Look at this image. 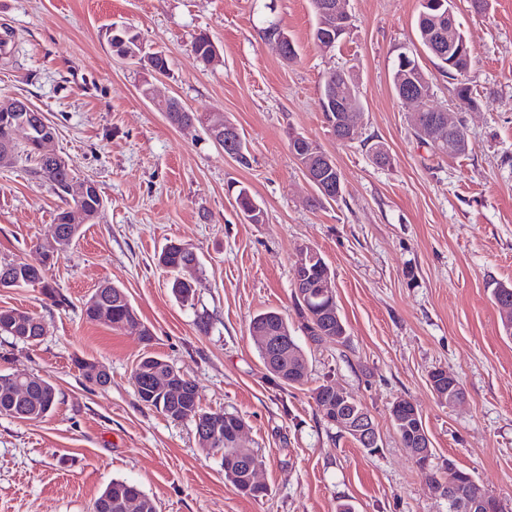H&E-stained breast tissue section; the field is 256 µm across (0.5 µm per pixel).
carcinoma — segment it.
Instances as JSON below:
<instances>
[{
  "instance_id": "cac0c4a2",
  "label": "carcinoma",
  "mask_w": 512,
  "mask_h": 512,
  "mask_svg": "<svg viewBox=\"0 0 512 512\" xmlns=\"http://www.w3.org/2000/svg\"><path fill=\"white\" fill-rule=\"evenodd\" d=\"M442 11L430 7H423L417 19L418 37L424 51L432 58L438 69H450L458 75L460 69H468L471 60L454 59L452 65H446L448 59H439L434 52L432 38L437 36L440 28ZM108 42L113 50L124 57L139 60L144 63V69L167 73L169 70L166 56L160 52L151 54L150 62H145L146 54L138 34L126 27H120L115 32H108ZM196 56L205 64L211 63L215 46L206 35L196 37L193 44ZM455 98L462 108H469L478 103L479 93L470 83L460 80L454 87ZM167 122L173 127H179L190 121L200 123L202 117L181 107L179 100L167 99L158 103ZM418 137L437 129L448 132V127L441 123L440 113L433 108L426 107L421 113L420 121L414 122ZM11 146L12 149H21L25 162L30 165V173L45 183L49 190L58 197L65 206L55 214V232L51 240L42 245V249L57 256L65 251L80 236L82 225L72 224L69 220L71 202L67 199L66 188L68 183L76 177L70 167H61L56 158L50 155H40L36 148L19 141L15 133V126L0 120V147ZM81 209L86 215V223L93 224L101 215L97 195H90L81 202ZM157 262L166 268L174 279L171 288L182 303L192 304L194 290L197 288L199 277L203 275L201 263L196 251L182 243L171 242L167 244L158 255ZM40 286L45 295L55 299L57 291L45 277V270L32 271L18 259H0V288H16L24 286ZM106 294L112 303L111 317L107 323L114 329H135L141 331V340L150 343L152 334L148 328L140 323L137 313L129 301L125 291L115 285L106 283L95 290L85 303L84 314L90 321H98L95 309L98 306V297ZM300 318V329L314 344L320 343L319 331L325 328L324 318L310 308L308 311L297 309ZM40 319L29 311L16 308H0V335L25 336L28 343H37L41 337ZM250 325L266 326L275 336L288 338L293 346H298L296 337L291 335L288 318L276 310H267L255 315ZM174 369L166 360L145 356L135 366L132 374L139 401L148 408H153L172 420H191L195 423L199 445L203 448H214L227 459L238 454V449L231 444L228 438L233 429V422L237 416L227 412H212L202 408L195 384L185 382L183 391L177 394L157 392L153 389V382L159 376L170 373ZM58 403V390L49 380L33 375L20 384L16 374L0 371V416L20 420H37L48 416ZM469 472L461 469H448L438 478H433L437 487L448 492L452 489H464L473 494L482 493L484 489L468 478ZM139 506L143 512H157L155 501L144 494L135 483L114 480L95 498L94 512H129V509Z\"/></svg>"
}]
</instances>
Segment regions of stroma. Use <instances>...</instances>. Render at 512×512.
<instances>
[{
	"label": "stroma",
	"mask_w": 512,
	"mask_h": 512,
	"mask_svg": "<svg viewBox=\"0 0 512 512\" xmlns=\"http://www.w3.org/2000/svg\"><path fill=\"white\" fill-rule=\"evenodd\" d=\"M475 13L453 0L474 56L467 79L482 97L461 112L467 147L434 155L414 134L411 105L393 89L399 51L419 52L434 108L455 109L453 82L420 52L422 0H347L351 30L330 52L311 33V0H0V98L21 96L55 132V148L105 201L96 223L54 259L52 300L38 287L0 288V307L37 313V345L0 336V370L35 374L59 392L55 410L23 421L0 416V512H90L112 481L136 483L158 512H448L403 447L390 409L420 411L434 463L455 464L512 505V340L503 336L491 290L512 283V0ZM278 23L296 45L283 60L265 29ZM138 32L169 60L158 86L192 111L234 124L240 165L201 125L171 126L143 93L149 74L113 51L110 25ZM215 43L204 65L192 45ZM352 71L361 118L353 141L326 130L322 84ZM300 134L335 160L344 192L318 203L290 151ZM390 161L376 165L371 144ZM247 187L265 221L243 220L230 199ZM61 206L20 157L0 161V258L39 263ZM170 241L195 248L204 273L194 307L182 306L156 255ZM311 246L333 271L345 342L298 336L304 385H277L249 333L251 317L276 309L291 327L292 268ZM123 288L153 334L86 319L98 286ZM210 318L207 331L197 315ZM194 382L201 405L246 422L245 443L263 459L265 492L239 493L222 458L204 451L193 421H174L139 402L132 370L145 353ZM110 375L100 387L77 360ZM442 368L464 398L450 406L428 376ZM331 383L365 407L377 428L370 451L329 425L313 391Z\"/></svg>",
	"instance_id": "35a3bbf8"
}]
</instances>
